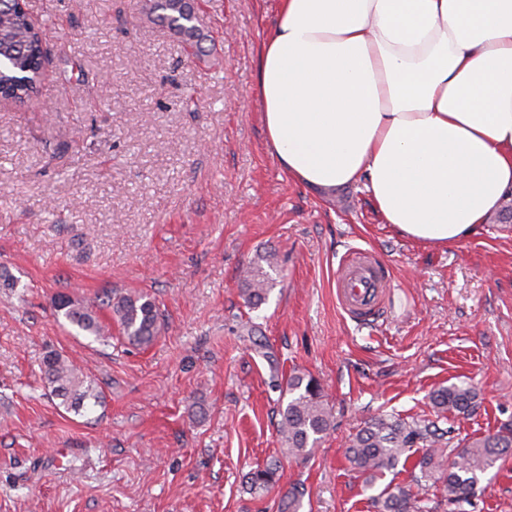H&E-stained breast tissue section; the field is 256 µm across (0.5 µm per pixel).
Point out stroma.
I'll return each instance as SVG.
<instances>
[{"instance_id":"obj_1","label":"stroma","mask_w":512,"mask_h":512,"mask_svg":"<svg viewBox=\"0 0 512 512\" xmlns=\"http://www.w3.org/2000/svg\"><path fill=\"white\" fill-rule=\"evenodd\" d=\"M46 26L41 89L0 103V512H373L345 451L371 419H437L455 438L512 425V223L434 248L383 223L362 185L316 191L268 151L256 50L277 0H196L206 53L187 56L149 0H25ZM388 266L377 321L336 299L348 249ZM281 271L258 309L241 271ZM145 292L156 340L111 345L58 319V296L95 304ZM101 394L75 415L41 372L48 351ZM320 383L334 426L310 453L281 451L292 371ZM468 382V416L430 393ZM277 462L252 494L243 479ZM471 512H512V458L481 475ZM277 468L273 465L256 468L250 473L248 483L251 490L268 491L273 488L277 482Z\"/></svg>"}]
</instances>
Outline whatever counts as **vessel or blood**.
Listing matches in <instances>:
<instances>
[{
    "label": "vessel or blood",
    "instance_id": "vessel-or-blood-1",
    "mask_svg": "<svg viewBox=\"0 0 512 512\" xmlns=\"http://www.w3.org/2000/svg\"><path fill=\"white\" fill-rule=\"evenodd\" d=\"M389 281L387 266L370 252L355 248L340 261L336 298L352 321L369 325L381 311Z\"/></svg>",
    "mask_w": 512,
    "mask_h": 512
}]
</instances>
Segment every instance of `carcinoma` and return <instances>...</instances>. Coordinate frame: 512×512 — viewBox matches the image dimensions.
<instances>
[{"label": "carcinoma", "instance_id": "obj_1", "mask_svg": "<svg viewBox=\"0 0 512 512\" xmlns=\"http://www.w3.org/2000/svg\"><path fill=\"white\" fill-rule=\"evenodd\" d=\"M156 21L182 37L191 55L203 51L204 34L197 25L191 0H153ZM46 58L44 34L17 0H0V95L5 98L29 99L40 91ZM278 259L273 252L261 257L246 271L248 288L244 303L255 309L267 299ZM120 333L131 345L145 347L159 335L162 318L155 301L147 294L126 295L117 301L107 299ZM56 311L70 325L96 341L111 338L96 310L81 300L62 295ZM42 372L60 406L80 414L89 405L100 402V392L87 382L72 362L56 351L42 360ZM288 401L281 412L279 435L282 451L290 456L308 452L333 425L334 417L324 400L318 381L304 373L292 372L286 380ZM479 394L465 383L450 384L430 395L438 413L468 415L477 405ZM453 437L438 423L426 418L378 417L370 420L350 440L347 460L352 468L372 486L377 476L406 466L413 449L425 451L416 461L421 476L407 484H389L371 497L375 512H428L425 506L423 478L441 483L452 512H465L477 496L479 475L512 454V428L507 426L494 434L452 445ZM278 482L277 468L272 465L252 471L248 483L255 491H268Z\"/></svg>", "mask_w": 512, "mask_h": 512}]
</instances>
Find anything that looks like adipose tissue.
Instances as JSON below:
<instances>
[{"instance_id":"1","label":"adipose tissue","mask_w":512,"mask_h":512,"mask_svg":"<svg viewBox=\"0 0 512 512\" xmlns=\"http://www.w3.org/2000/svg\"><path fill=\"white\" fill-rule=\"evenodd\" d=\"M256 91L293 180L365 181L425 245L458 244L512 191V0H279Z\"/></svg>"}]
</instances>
